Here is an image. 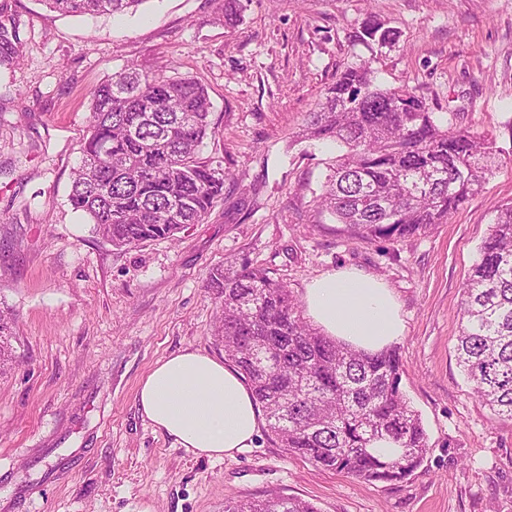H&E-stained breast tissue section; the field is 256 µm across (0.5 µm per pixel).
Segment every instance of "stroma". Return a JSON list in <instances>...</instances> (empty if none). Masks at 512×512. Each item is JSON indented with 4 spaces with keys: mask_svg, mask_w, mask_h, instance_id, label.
Instances as JSON below:
<instances>
[{
    "mask_svg": "<svg viewBox=\"0 0 512 512\" xmlns=\"http://www.w3.org/2000/svg\"><path fill=\"white\" fill-rule=\"evenodd\" d=\"M146 0L136 13L64 16L0 0L20 55L0 66V308L16 316L0 373V512H224L295 495L320 512H512V421L472 393L454 356L462 287L498 205L512 202V0ZM394 45H368L367 17ZM424 99L452 128L493 135L502 163L447 223L414 237L340 232L318 204L338 150L299 139L346 68ZM139 63L202 83L199 161L228 167L224 200L175 239L123 249L69 202L91 92ZM248 261L302 299L327 272L380 278L401 307L400 387L428 434L407 482L316 468L259 433L210 459L139 410L144 376L190 349L223 359L210 271Z\"/></svg>",
    "mask_w": 512,
    "mask_h": 512,
    "instance_id": "1",
    "label": "stroma"
}]
</instances>
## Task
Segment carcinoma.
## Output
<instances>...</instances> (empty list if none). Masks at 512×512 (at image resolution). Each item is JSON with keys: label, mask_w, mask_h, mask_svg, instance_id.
Here are the masks:
<instances>
[{"label": "carcinoma", "mask_w": 512, "mask_h": 512, "mask_svg": "<svg viewBox=\"0 0 512 512\" xmlns=\"http://www.w3.org/2000/svg\"><path fill=\"white\" fill-rule=\"evenodd\" d=\"M64 14L123 13L147 0H42ZM224 25L242 0H216ZM361 37L388 45L396 33L368 18ZM19 55L0 27V63ZM69 202L116 248L172 238L202 224L224 200L230 171L197 160L209 129L206 88L133 63L97 85ZM302 135L345 148L321 208L363 239L414 237L448 221L481 190L495 141L451 129L426 100L375 84L370 63L344 70L308 114ZM221 313L215 341L251 385L268 432L288 453L368 482L404 483L428 448L421 415L400 389L394 348L370 353L337 342L303 317L287 286L244 262L209 273ZM13 314L0 310V370L13 360ZM456 355L474 394L512 421V202L498 206L463 284ZM390 440L393 448H377ZM224 512H319L296 496L228 500Z\"/></svg>", "instance_id": "1"}]
</instances>
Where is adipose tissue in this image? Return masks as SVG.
<instances>
[{"instance_id":"adipose-tissue-1","label":"adipose tissue","mask_w":512,"mask_h":512,"mask_svg":"<svg viewBox=\"0 0 512 512\" xmlns=\"http://www.w3.org/2000/svg\"><path fill=\"white\" fill-rule=\"evenodd\" d=\"M308 316L327 336L367 352L405 333L400 306L379 279L338 270L312 280L303 295ZM142 414L186 451L221 459L251 447L261 417L251 390L233 368L195 350L164 358L142 379Z\"/></svg>"}]
</instances>
